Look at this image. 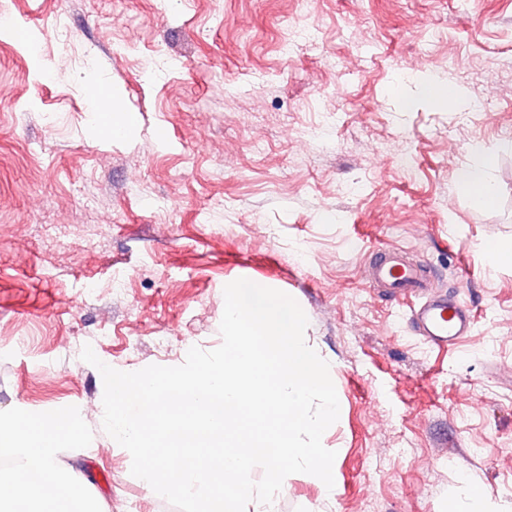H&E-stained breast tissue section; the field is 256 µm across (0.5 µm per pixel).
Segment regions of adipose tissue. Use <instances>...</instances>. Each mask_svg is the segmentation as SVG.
<instances>
[{
    "label": "adipose tissue",
    "mask_w": 512,
    "mask_h": 512,
    "mask_svg": "<svg viewBox=\"0 0 512 512\" xmlns=\"http://www.w3.org/2000/svg\"><path fill=\"white\" fill-rule=\"evenodd\" d=\"M72 415L58 412L40 419L0 423V452L20 454L25 463L0 475V512H90L86 479L75 467H60L59 448L76 439Z\"/></svg>",
    "instance_id": "adipose-tissue-1"
}]
</instances>
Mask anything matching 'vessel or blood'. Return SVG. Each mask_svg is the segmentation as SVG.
I'll list each match as a JSON object with an SVG mask.
<instances>
[{
  "label": "vessel or blood",
  "mask_w": 512,
  "mask_h": 512,
  "mask_svg": "<svg viewBox=\"0 0 512 512\" xmlns=\"http://www.w3.org/2000/svg\"><path fill=\"white\" fill-rule=\"evenodd\" d=\"M370 276L393 296L417 297L411 320L419 335L431 345L448 348L472 333L474 320L470 308L435 291L425 269L405 260L402 250L392 248L372 259Z\"/></svg>",
  "instance_id": "b4317fda"
}]
</instances>
